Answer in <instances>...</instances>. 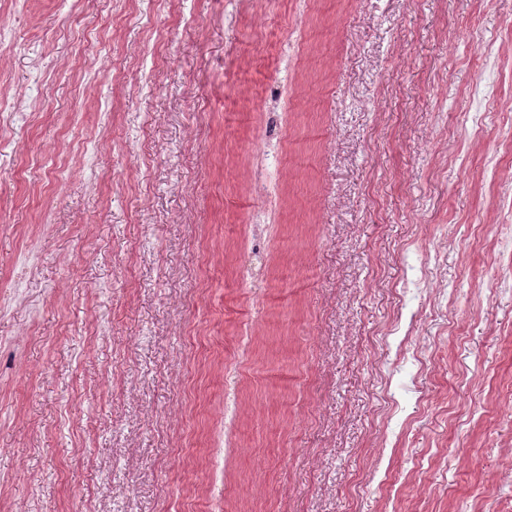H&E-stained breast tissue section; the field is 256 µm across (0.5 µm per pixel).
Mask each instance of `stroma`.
Returning <instances> with one entry per match:
<instances>
[{"label":"stroma","instance_id":"35a3bbf8","mask_svg":"<svg viewBox=\"0 0 512 512\" xmlns=\"http://www.w3.org/2000/svg\"><path fill=\"white\" fill-rule=\"evenodd\" d=\"M148 10L152 28L115 0H0V97L25 103L0 127V292L19 291L0 315V512H491L490 460L512 449V251L493 239L512 0ZM435 234L448 317L423 309L422 397L391 426L380 331ZM285 265L310 286L269 306ZM232 296L243 355L214 349L239 336ZM274 367L302 385L267 383ZM228 393L217 472L199 452Z\"/></svg>","mask_w":512,"mask_h":512}]
</instances>
